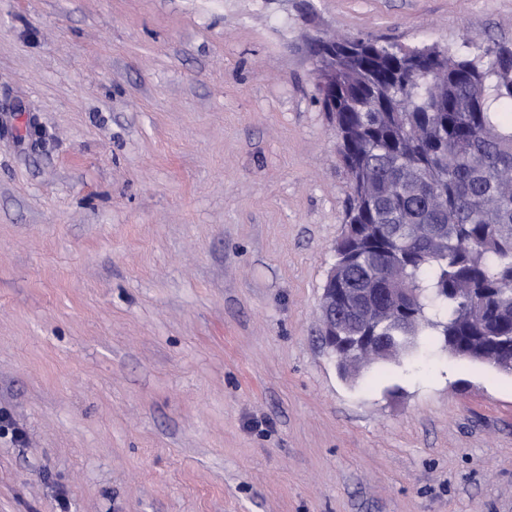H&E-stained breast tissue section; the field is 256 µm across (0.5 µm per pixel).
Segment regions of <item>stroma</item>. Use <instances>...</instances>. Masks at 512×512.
I'll return each mask as SVG.
<instances>
[{"instance_id":"35a3bbf8","label":"stroma","mask_w":512,"mask_h":512,"mask_svg":"<svg viewBox=\"0 0 512 512\" xmlns=\"http://www.w3.org/2000/svg\"><path fill=\"white\" fill-rule=\"evenodd\" d=\"M339 34L512 0H0V512H512V375L320 343Z\"/></svg>"}]
</instances>
